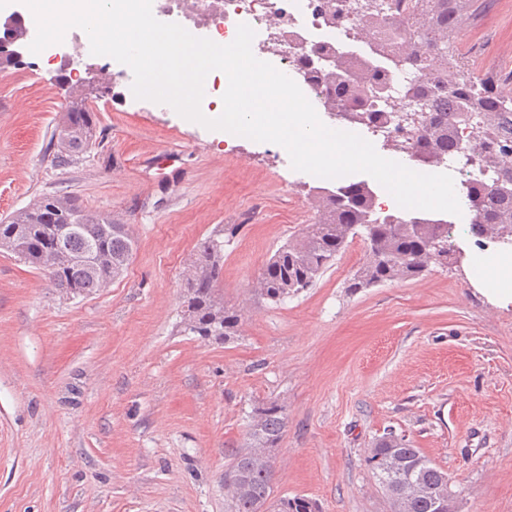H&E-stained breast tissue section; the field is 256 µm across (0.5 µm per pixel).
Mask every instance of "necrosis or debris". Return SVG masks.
<instances>
[{
	"mask_svg": "<svg viewBox=\"0 0 512 512\" xmlns=\"http://www.w3.org/2000/svg\"><path fill=\"white\" fill-rule=\"evenodd\" d=\"M152 12L159 20L177 17L195 36L227 43L235 38L239 24H248L255 32V57L289 77H300V89L318 110L327 100L328 87L302 78L314 47L326 44L356 59L370 43L387 35L386 30L367 27L353 13L342 25L328 23L327 0H152Z\"/></svg>",
	"mask_w": 512,
	"mask_h": 512,
	"instance_id": "1",
	"label": "necrosis or debris"
}]
</instances>
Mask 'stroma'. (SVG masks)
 <instances>
[{
  "label": "stroma",
  "mask_w": 512,
  "mask_h": 512,
  "mask_svg": "<svg viewBox=\"0 0 512 512\" xmlns=\"http://www.w3.org/2000/svg\"><path fill=\"white\" fill-rule=\"evenodd\" d=\"M459 54L512 73V0H470ZM0 72V221L46 193L128 224L136 245L107 288L72 296L0 251V512H227L224 471L260 401L287 407L275 496L319 512H390L366 463L395 432L446 471L455 512H512V306L473 288L468 263L348 292L354 238L315 285L281 304L254 283L301 225L310 174L124 86L85 103L96 141L57 167L52 135L74 82L23 51ZM180 151L178 169L148 158ZM225 224L226 306L238 336L180 326L197 244Z\"/></svg>",
  "instance_id": "obj_1"
}]
</instances>
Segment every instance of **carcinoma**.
<instances>
[{
  "mask_svg": "<svg viewBox=\"0 0 512 512\" xmlns=\"http://www.w3.org/2000/svg\"><path fill=\"white\" fill-rule=\"evenodd\" d=\"M360 7L365 22L374 26L393 27L396 18L424 16L425 29L411 33L404 53L393 51V44L375 43L370 48L374 57L383 58L381 68L372 63L355 64L342 59L350 76L336 73V79L314 68L307 76L328 80L331 101L328 110L335 112V102L345 103L352 114L350 122L362 126L388 118L376 108L373 89L388 87L392 73L412 67L418 77L404 89V99L423 106L422 121L416 127L414 147L417 155L439 163L441 155L459 148L456 124L464 117H477L482 125L483 141L496 142L498 151L482 155L483 162L498 169L490 188L478 183L464 184V197L476 220L469 233L478 240L497 245H512V76L502 77L488 72L481 77L470 68L457 64L453 34L457 31L466 5L471 0H394V16H387L382 0H353ZM0 70L20 64L11 46L23 45L26 33L19 23L0 25ZM79 128L86 138L69 139L66 132ZM92 113L83 99L66 104L61 125L57 128L58 154L54 162L64 165L69 159L87 151L95 140ZM53 201L36 202L0 224V238L13 246V251L26 262L42 269V258L52 251H63L77 257L97 245L110 257L112 267H93L74 260L54 269H43L49 285L72 295H88L99 291L105 282L120 276L126 269L135 247L127 225L110 216L86 211L69 195H52ZM238 230L236 224L224 227L197 246L195 257L185 274L181 314L183 329L205 340L226 343L239 335L242 311L224 305L220 282L224 269V240ZM366 234L368 246L362 265L346 282L348 291L376 285L414 280L439 261L432 256L435 247L445 254H461L451 239L450 227L432 224L421 217L408 220L383 215L376 210L375 193L364 181H349L319 201V219L305 225L294 238L282 245L261 272L256 291L275 304L285 301L306 288L335 264L337 256L349 241ZM288 421L287 408L269 399L253 407L247 423V443L234 456L224 471V490L230 500L229 512H316L315 503L304 497L274 498V452L283 439ZM267 448L272 452L265 463L253 460L251 449ZM368 466L380 489H388L400 497L405 486L415 482L425 487L448 484V473L434 465L416 448L390 433L376 441L367 456ZM406 512H438L429 496L407 501Z\"/></svg>",
  "mask_w": 512,
  "mask_h": 512,
  "instance_id": "carcinoma-1",
  "label": "carcinoma"
}]
</instances>
